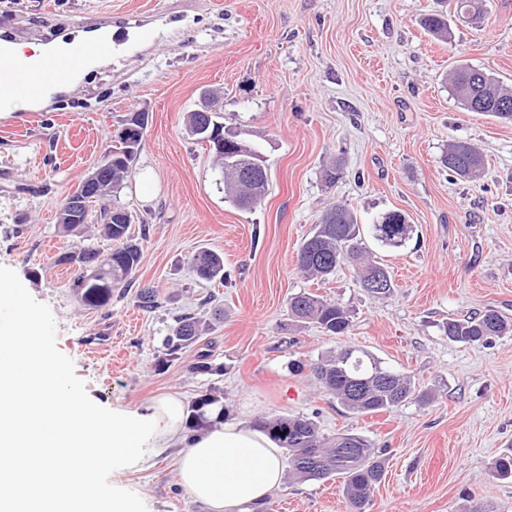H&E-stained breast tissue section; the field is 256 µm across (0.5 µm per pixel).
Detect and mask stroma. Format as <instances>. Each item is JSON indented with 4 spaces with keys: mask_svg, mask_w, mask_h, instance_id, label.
I'll use <instances>...</instances> for the list:
<instances>
[{
    "mask_svg": "<svg viewBox=\"0 0 512 512\" xmlns=\"http://www.w3.org/2000/svg\"><path fill=\"white\" fill-rule=\"evenodd\" d=\"M436 0H0V33L44 43L111 29L112 51L76 94L0 121V270L25 288L46 346L75 393L104 411L133 410L171 392L186 405L219 397L228 421L303 415L328 435L361 434L383 448L385 474L366 512H512V480L494 461L512 454V335L450 341L444 324L494 308L512 322V123L461 108L447 76L470 65L512 85V0H486L480 23L448 18L441 42L421 27ZM149 39H139L140 31ZM224 93L225 127L260 149L269 190L253 210L224 199L204 144L187 130L204 91ZM149 112L143 148L117 204L134 216L142 257L104 309L69 286L60 254L114 243L90 225L61 232L55 203L113 145L123 120ZM478 146L487 165L471 183L442 163L451 141ZM338 160L342 177L322 179ZM340 202L359 223L403 211L415 232L396 251L374 247L395 290L371 297L344 265L304 277L298 249ZM224 258L204 281L190 260ZM162 302L147 311L137 292ZM301 291L350 309L345 336L288 323ZM200 339L167 361L176 317ZM361 348L431 390L358 415L328 395L311 362ZM210 371L199 370L200 361ZM179 449L115 460L101 483L139 499L141 512H205L178 479ZM257 512H348L339 479L283 483Z\"/></svg>",
    "mask_w": 512,
    "mask_h": 512,
    "instance_id": "stroma-1",
    "label": "stroma"
}]
</instances>
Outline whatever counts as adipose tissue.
I'll list each match as a JSON object with an SVG mask.
<instances>
[{"instance_id": "obj_1", "label": "adipose tissue", "mask_w": 512, "mask_h": 512, "mask_svg": "<svg viewBox=\"0 0 512 512\" xmlns=\"http://www.w3.org/2000/svg\"><path fill=\"white\" fill-rule=\"evenodd\" d=\"M1 306L16 319L13 334L0 333V512H139L97 470L116 457L136 463L146 446L180 449V483L208 512H244L281 486L280 449L259 425L226 422L187 436L176 393L140 413H106L59 384L26 290L0 277ZM63 455L76 466L61 467Z\"/></svg>"}]
</instances>
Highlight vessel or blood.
Returning a JSON list of instances; mask_svg holds the SVG:
<instances>
[{
  "instance_id": "obj_1",
  "label": "vessel or blood",
  "mask_w": 512,
  "mask_h": 512,
  "mask_svg": "<svg viewBox=\"0 0 512 512\" xmlns=\"http://www.w3.org/2000/svg\"><path fill=\"white\" fill-rule=\"evenodd\" d=\"M111 48V42L103 37L75 38L65 54L47 56L25 67L0 50V100L19 94L36 102L47 100L60 85L76 81L89 59Z\"/></svg>"
}]
</instances>
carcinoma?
Listing matches in <instances>:
<instances>
[{
  "mask_svg": "<svg viewBox=\"0 0 512 512\" xmlns=\"http://www.w3.org/2000/svg\"><path fill=\"white\" fill-rule=\"evenodd\" d=\"M441 9L424 16L422 25L438 40L448 39V12L468 14L479 20L484 14V0H440ZM450 87L462 108L512 123V90L483 69L463 65L450 77ZM118 133V144L112 147L109 164L99 177L101 187L99 209L80 213L71 218L58 216L66 232H77L92 223L104 226L106 235L116 242L107 258L99 259L94 249L63 255L60 264L72 261L95 264L89 273L76 275L71 288L91 308L100 309L112 300V288L127 281L135 273L141 259L140 242L131 233L133 217L109 215L107 203L114 201L123 180L132 172L140 153L137 143L143 142L137 124L125 119ZM190 132L209 147L215 167L224 183V196L243 211L254 209L265 197L269 178L264 156L243 140L224 139V125L218 112L189 114ZM442 162L450 171L466 181L479 180L486 167L485 157L478 146L456 141L448 144ZM408 226V232L396 239L389 229ZM371 237L391 249L403 247L413 233L406 214L399 210L382 214L370 225ZM353 266L361 287H366L379 274L391 280L390 271L372 259L362 238L356 214L343 204L336 203L322 215L312 234L304 240L297 255L298 269L311 277L324 279L342 265ZM192 265L205 280L224 276V258L211 251L193 255ZM137 303L145 309L161 307L159 296L152 288L137 294ZM288 317L297 324H314L330 336L346 335L352 325L349 311L338 302L312 292H300L288 300ZM512 333V324L495 309L487 308L473 317L450 319L446 335L454 342L487 343L495 337ZM200 337L199 323L191 316L177 320L165 339L166 355L179 358L183 349ZM311 373L322 388L336 398L347 410L356 413L389 411L411 400L421 405L433 401L432 393L415 385L411 378L382 364L368 352L344 347L336 354L311 364ZM219 399L204 396L193 406L190 430L208 423L205 407ZM264 428L287 451L291 473L304 481H324L340 478L343 481L346 503L351 512H365L372 494L385 472V459L365 436L351 432L324 436L309 418L298 416L273 417Z\"/></svg>",
  "mask_w": 512,
  "mask_h": 512,
  "instance_id": "1",
  "label": "carcinoma"
}]
</instances>
